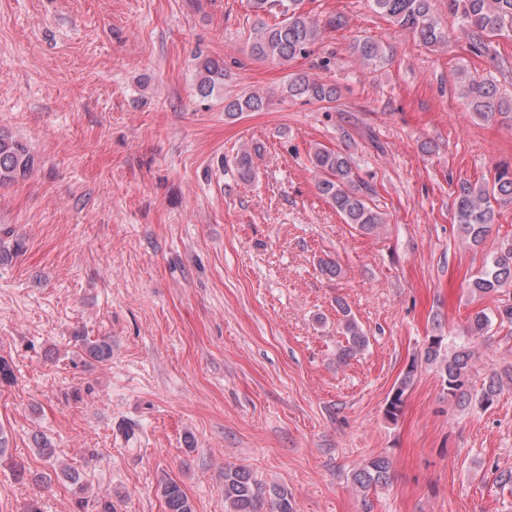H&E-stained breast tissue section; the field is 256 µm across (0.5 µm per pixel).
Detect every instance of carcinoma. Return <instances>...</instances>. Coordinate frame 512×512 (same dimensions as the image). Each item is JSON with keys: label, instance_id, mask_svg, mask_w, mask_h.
I'll return each instance as SVG.
<instances>
[{"label": "carcinoma", "instance_id": "1", "mask_svg": "<svg viewBox=\"0 0 512 512\" xmlns=\"http://www.w3.org/2000/svg\"><path fill=\"white\" fill-rule=\"evenodd\" d=\"M302 0H250L257 17L280 13L283 19L270 25L260 20L250 35L251 56L260 62L286 63L306 55L325 28L343 24L341 18L329 16L319 19L300 9ZM376 13L416 35L426 46L445 42L447 35L431 12L430 0H368ZM448 11L462 20V30L479 51L483 38L512 34V0H448ZM353 54L363 64L375 65L386 59V50L370 39H358L352 46ZM224 86V64L205 58L198 65L196 94L210 97ZM461 96L470 111L478 118L490 121L496 117L512 119V105L491 81L464 79L460 82ZM288 94L307 97L317 102L333 104L339 96L333 84L312 80L298 74L288 80ZM265 99L249 94L230 100L224 106L229 117L243 112H257L264 108ZM310 164L316 177V189L339 213L344 221L366 233H374L386 224L382 213L371 206L367 194L356 185L350 156L340 151L316 146L309 153ZM33 162L24 146L7 131H0V183L25 174ZM512 204V168L495 169L490 180L472 184L460 183L455 198L454 220L461 238L471 247L484 244L495 223L496 208ZM474 294L498 293L512 287V238H504L496 248L486 254L481 269L468 284ZM344 313V333L347 345L339 355L345 361L361 353L369 343L348 307L339 304ZM492 327V318L478 311L469 321L462 336L467 341L446 342L444 336H432L421 356L413 357L392 388L385 415L395 421L402 413L405 397L421 364L436 368L442 378L448 399L464 407L473 399L475 391V350L472 340L484 336ZM74 346L87 363H103L112 357V343L107 339L92 340L82 334L73 337ZM512 382V373L504 370L483 377L479 395L489 403ZM388 458L379 456L370 460L352 475L356 489L367 491L382 486L390 479ZM159 490L168 512H193V505L181 486L171 478L160 482ZM224 506L226 512H296L292 497L280 487L265 488L244 467L224 468Z\"/></svg>", "mask_w": 512, "mask_h": 512}]
</instances>
